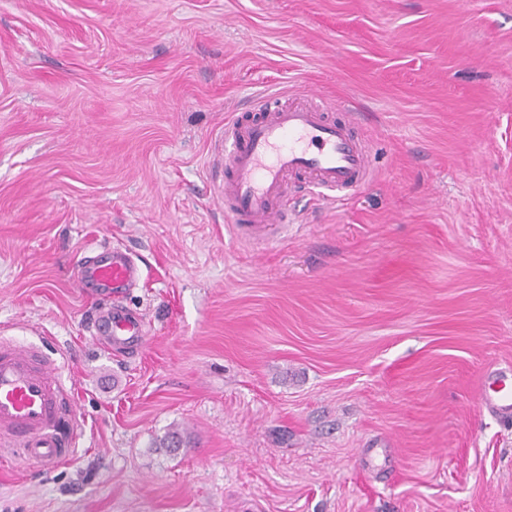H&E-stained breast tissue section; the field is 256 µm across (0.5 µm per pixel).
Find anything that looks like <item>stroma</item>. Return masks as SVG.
I'll return each instance as SVG.
<instances>
[{"mask_svg": "<svg viewBox=\"0 0 512 512\" xmlns=\"http://www.w3.org/2000/svg\"><path fill=\"white\" fill-rule=\"evenodd\" d=\"M285 90L365 113L376 175L249 244L210 165ZM114 247L129 351L76 284ZM0 336L81 422L55 469L0 458V512H512L477 401L512 366V0H0ZM115 299L112 308L107 311L99 324L98 340L108 349H126L133 342H141L144 337L143 327L136 317L126 313Z\"/></svg>", "mask_w": 512, "mask_h": 512, "instance_id": "1", "label": "stroma"}]
</instances>
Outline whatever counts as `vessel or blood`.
I'll use <instances>...</instances> for the list:
<instances>
[{"label":"vessel or blood","instance_id":"b4317fda","mask_svg":"<svg viewBox=\"0 0 512 512\" xmlns=\"http://www.w3.org/2000/svg\"><path fill=\"white\" fill-rule=\"evenodd\" d=\"M255 118L224 124L229 151H217L213 163L223 180L213 182L224 217L236 237L267 241L276 226L289 223V179L302 180L329 204L370 182L375 168L358 128L359 113L330 122L319 105L254 103ZM138 278L128 253L115 250L82 265L78 279L114 297ZM99 341L108 349H124L142 341L143 327L120 305H113L99 324ZM480 404L490 413L512 419V386L484 392ZM78 413L59 374L37 349L0 341V446L21 453L31 465L48 470L70 459L78 445Z\"/></svg>","mask_w":512,"mask_h":512}]
</instances>
